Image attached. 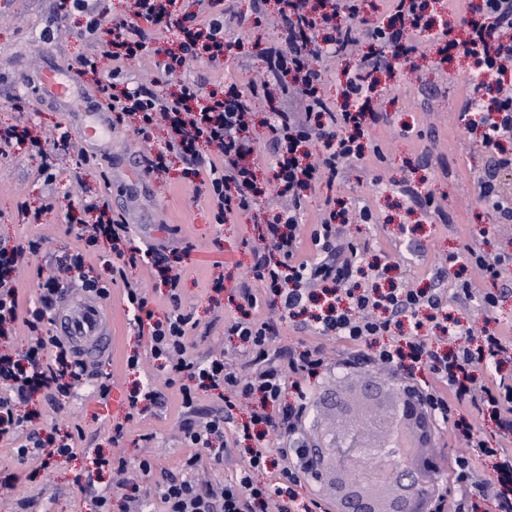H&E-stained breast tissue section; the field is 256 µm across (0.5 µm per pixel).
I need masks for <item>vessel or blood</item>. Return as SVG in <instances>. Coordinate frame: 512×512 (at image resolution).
Returning <instances> with one entry per match:
<instances>
[{"mask_svg":"<svg viewBox=\"0 0 512 512\" xmlns=\"http://www.w3.org/2000/svg\"><path fill=\"white\" fill-rule=\"evenodd\" d=\"M14 81L31 88L37 95L62 101L70 98L74 85L70 69L55 64L36 75H16ZM105 308V302L98 299L77 301L64 297L54 318V332L67 339L85 358L97 360L112 343V329L104 317Z\"/></svg>","mask_w":512,"mask_h":512,"instance_id":"obj_1","label":"vessel or blood"}]
</instances>
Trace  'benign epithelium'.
Instances as JSON below:
<instances>
[{
  "label": "benign epithelium",
  "mask_w": 512,
  "mask_h": 512,
  "mask_svg": "<svg viewBox=\"0 0 512 512\" xmlns=\"http://www.w3.org/2000/svg\"><path fill=\"white\" fill-rule=\"evenodd\" d=\"M362 393L387 397L372 415L345 417L325 432L311 452L322 460L314 481L334 489L342 500L338 512H419L425 496L424 464L416 460L405 429L412 399L367 377Z\"/></svg>",
  "instance_id": "1"
}]
</instances>
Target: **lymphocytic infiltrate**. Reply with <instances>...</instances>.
<instances>
[{
	"instance_id": "1",
	"label": "lymphocytic infiltrate",
	"mask_w": 512,
	"mask_h": 512,
	"mask_svg": "<svg viewBox=\"0 0 512 512\" xmlns=\"http://www.w3.org/2000/svg\"><path fill=\"white\" fill-rule=\"evenodd\" d=\"M397 24H364L358 6L349 0H284V30L276 45L264 48L268 77L261 85L243 91H211L201 96L194 84L183 83L180 93L164 101L146 85L114 93L120 82L112 72L110 83L101 87L108 94L110 109L117 117L137 119L140 131L164 127L169 139L164 150L145 159L148 173L167 169L169 155L185 162L205 165L215 223H225L235 212L250 210L262 190L256 175L244 159L252 149L245 137L251 100L287 99L288 105L274 109L268 125L276 143V193L287 207L269 216L263 237L269 247L253 254L251 273L262 281L263 291L242 286L237 297L248 307L243 317L224 322V333L246 346L248 358L233 366L223 357L204 359L189 352L192 314L182 309L178 284L181 270L164 249L133 246L129 228L116 219L88 227L89 238L107 239L114 258L126 264L149 260L158 268L168 288L169 308L156 315L147 291L139 284L125 282L121 294L133 326L147 328L150 353L159 362L167 386L178 388L184 409H193L196 395L184 386V378H200L218 389L224 412L182 427L184 442L194 455L184 469L198 466L199 449L226 437L249 443L238 463L234 480L223 486L200 489L186 478L169 477L160 490L164 512H266L276 503L277 512H289L286 495L313 471L315 461L307 450L306 433L312 406L303 377L331 369L345 373L375 371L388 382L410 386L433 431L447 430L462 442L463 452L450 460L457 491L448 494L443 484L431 480L424 512H512V376L501 375L504 364L512 363V339L481 334L459 320H446L448 297L440 290L424 292L407 285L379 289L373 270L359 263L361 245L343 243L342 219L347 214L339 197L325 200L326 215L316 224L302 222L305 190L324 182L335 186L347 164L372 154L383 161L380 145H364L371 125L384 121L385 113L372 105L380 71H416L420 53L410 32L428 27L424 16L426 0H393ZM205 17L188 14L175 20L183 32L177 50H164L157 66L172 75L187 64L204 60L213 66L224 61V49L232 42L224 24L221 0H209ZM151 37L138 24L116 25L106 54L112 59H132L146 50ZM368 41L370 52L355 70L346 72L342 102L334 107L320 93L321 69L313 58L338 54L349 45ZM437 53L450 60L453 53L469 58L481 78L463 105L468 124L480 129L483 145L497 154V163L512 167L507 147L512 144V0H468L454 24H440L434 37ZM319 152H312V145ZM309 238L313 256L302 260L298 250L302 238ZM36 243L22 246L0 240V441L13 444L18 463L35 462L48 468L54 457H73V444L51 446L16 406L41 391L59 400L69 397L81 383L87 365L77 351L61 338L51 335L44 324L51 320L63 280L51 276L39 284V302L20 311L16 271L26 251ZM329 285L330 301L325 313L317 315L314 334L339 338L354 350L332 362L322 344L299 343L277 346L278 327L261 317L262 308L278 311L282 317L306 314L319 287ZM428 310L429 320L440 321L439 337L410 332L402 341L392 340L394 330ZM23 322L29 336L24 350H17L8 325ZM51 366H43L45 356ZM427 367L431 380L417 379L406 362ZM294 402H287L288 392ZM257 400L247 421L237 422L234 412L240 401ZM489 414L496 425L492 436L476 429L471 413ZM278 447H271V440ZM492 459L497 471L493 480L477 477V466Z\"/></svg>"
}]
</instances>
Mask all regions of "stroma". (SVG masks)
<instances>
[{
	"instance_id": "35a3bbf8",
	"label": "stroma",
	"mask_w": 512,
	"mask_h": 512,
	"mask_svg": "<svg viewBox=\"0 0 512 512\" xmlns=\"http://www.w3.org/2000/svg\"><path fill=\"white\" fill-rule=\"evenodd\" d=\"M57 5L58 0H0V131L32 126L41 138L53 139L65 132L76 142L80 135L70 117L83 115V108L65 111L57 101L28 93L11 82L20 70L42 66L40 35L46 27L55 30L52 44L62 62L71 64L79 56L94 53V45L77 35L79 16L57 21ZM232 35L244 48L226 54L223 67L214 68L201 60L187 72V81L201 93L232 81L245 89L262 77L265 63L259 50L276 40V26L236 28ZM426 58L420 70L396 76L376 100L387 119L372 126L370 136L384 148L385 161L352 163L340 185L320 184L304 202L303 221L318 223L330 195L349 200L355 213L370 209L372 223L355 216L344 227L346 237L368 244L363 262L401 254L399 275L415 288L451 292L458 278L470 280L473 298L462 305L449 302L450 311L475 329L488 327L512 337V223L500 222L479 198L480 183L497 171V156L468 133L461 113V104L472 95L478 79L466 65L449 70L436 64L434 52H427ZM115 68L163 96L176 83L175 78L158 73L149 55L120 63L103 59L101 79L108 78ZM166 138V131L156 128L146 142L133 126L115 124L106 142L86 148L87 163H79L76 153H58L53 160L56 178L49 184L40 174L43 158L39 147H6L0 153V239L39 244L37 251L24 256L19 281L23 302L37 300L38 272L49 271L55 260L67 253L84 251L86 271L105 275L108 242H99L88 251L79 237L84 201L105 197L112 214L129 225L135 246L189 247L178 288L184 312L192 314L197 323L190 331L191 354L205 358L223 350L231 364L243 363L244 354L224 334V319L237 313L231 298L251 275L253 250L264 246L258 224L268 204L275 202L276 192L267 190L255 208L218 224L205 174H194L181 160H172L163 177L134 186L128 166L143 164L149 146ZM415 174L424 176L425 191L434 193L451 215V223H440L431 214L413 210L400 195L398 182ZM467 246L506 257L503 276L491 282L470 268L459 276H439L441 256ZM217 279L224 282V291L218 296L211 290ZM489 288L498 293L499 304L488 316L477 297ZM122 289V284H114L108 299L112 308L111 355L89 364L84 386L61 405L51 404L42 395L36 399L41 427L62 434L81 430L75 456L54 459L48 474L34 478L29 467L17 464L10 445L0 442V472L7 470L17 477L14 489L0 491V512H90V498L97 493L109 496L112 512H126L129 489L105 480L91 486L75 481L76 476L91 473V459L98 448L114 451L132 466L141 458H154L160 469L154 477L158 483L166 470L202 486L234 478L236 461L215 462L205 449L200 452V466L183 470L191 453L180 431L187 415L173 390L165 387L147 339L134 332L121 300ZM135 350L141 355V365L131 370L126 359ZM103 381L112 386L105 401L94 392ZM135 383L163 391L166 406L128 413L125 395ZM116 420L126 421L127 429L115 445L111 433Z\"/></svg>"
}]
</instances>
